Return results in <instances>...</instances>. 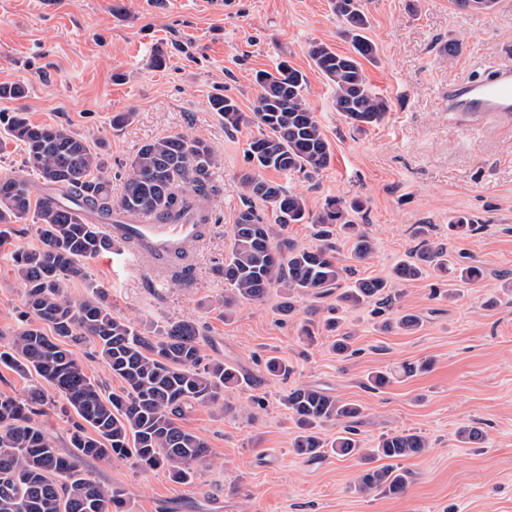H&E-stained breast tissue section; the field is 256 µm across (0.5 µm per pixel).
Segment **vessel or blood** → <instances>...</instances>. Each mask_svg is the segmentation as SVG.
<instances>
[{
    "mask_svg": "<svg viewBox=\"0 0 512 512\" xmlns=\"http://www.w3.org/2000/svg\"><path fill=\"white\" fill-rule=\"evenodd\" d=\"M448 110L469 127L489 118L512 120V65H497L479 80L459 79L448 83ZM115 235V253L121 254L126 266L155 272L183 258L203 238V225L197 214H187L181 221L167 223L146 215L136 224L122 228L106 225Z\"/></svg>",
    "mask_w": 512,
    "mask_h": 512,
    "instance_id": "vessel-or-blood-1",
    "label": "vessel or blood"
}]
</instances>
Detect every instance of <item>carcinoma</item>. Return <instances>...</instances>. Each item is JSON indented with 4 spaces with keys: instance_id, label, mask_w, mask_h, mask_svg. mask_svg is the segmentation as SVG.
I'll use <instances>...</instances> for the list:
<instances>
[{
    "instance_id": "obj_1",
    "label": "carcinoma",
    "mask_w": 512,
    "mask_h": 512,
    "mask_svg": "<svg viewBox=\"0 0 512 512\" xmlns=\"http://www.w3.org/2000/svg\"><path fill=\"white\" fill-rule=\"evenodd\" d=\"M334 8L351 53L339 54L315 42L309 56L332 87L336 111L364 130L379 124L389 110L362 65L364 60L376 61L377 48L366 35L369 17L363 0H335ZM255 80L261 94L253 112L242 111L226 94L212 96L210 108L227 129L252 124L260 129L249 143L251 168L240 177L245 195L269 204L282 227H318V244L300 246L279 239L273 225L263 223L251 208L240 211L228 235L224 266L218 269L224 278L219 301L224 315L244 302H262L273 288L281 292L278 312L284 316L293 314L295 298L310 294H336L331 308L336 313L374 300L385 304L396 298L393 282L416 280L429 269L445 274L455 268L447 248L430 241L422 225L415 232L419 243L410 259L394 268L393 280L346 282L348 269L337 261L333 227L352 239L356 259L369 258L374 252L371 238L349 219L364 204L358 198L332 197L314 211L301 194L260 175L263 170L318 173L329 166L331 149L307 102L306 76L300 70L282 61L271 71H259ZM5 131L22 147L26 166L54 194L34 200L28 180L0 177V224L30 218L40 238L38 247L20 248L12 258L26 310L12 342L0 351V364L51 384L78 421L70 437L71 452L63 455L33 419L44 405L43 391L34 388L22 397L0 394V512H125V491L88 478L83 461L131 457L145 471L164 468L177 482L192 483L198 468L212 464L213 456L207 442L182 420L197 405L233 409L226 391L248 377L238 367L204 355L195 322H171L149 335L112 315L100 287L72 303L66 281L83 274L82 262L112 250V239L87 216L115 224L119 220L112 216L123 213L132 219L155 214L175 221L213 191L211 175L220 157L200 136L180 133L147 141L130 160L122 193L114 199L102 145L65 128L35 125L24 112L11 113ZM448 227L458 235L476 231L475 220L464 212L452 216ZM41 323L52 326L54 335H46ZM421 325L418 315L405 313L383 328L412 333ZM82 339L91 340L108 369L121 378L119 392L104 393L68 349L69 343ZM291 373L287 360L266 359L270 378L286 380ZM392 378V371H373L367 387L379 390ZM283 404L295 423L296 453L312 460L328 453L360 457L368 464L356 478L363 491L404 492L407 471L369 463L413 457L428 448L426 438L413 429L386 434L373 448L362 447L353 427L360 407L317 387H295ZM328 422L342 425L331 442L320 432Z\"/></svg>"
}]
</instances>
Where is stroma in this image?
<instances>
[{"mask_svg":"<svg viewBox=\"0 0 512 512\" xmlns=\"http://www.w3.org/2000/svg\"><path fill=\"white\" fill-rule=\"evenodd\" d=\"M367 10L377 60L364 70L389 110L380 124L360 131L336 112L330 84L308 54L317 41L340 54L351 49L332 0H224L220 10L211 0H0V85L25 90L5 109H23L33 124L103 144L113 195H120L130 159L148 140L192 133L221 157L206 201L210 220L185 280L153 287L148 272L128 269L108 252L88 260L84 277L68 284L76 301L90 288H104L113 313L145 332L171 321L197 322L205 355L251 378L231 394L234 411L198 406L186 416L185 426L214 458L193 483L173 482L163 469L140 470L130 459L85 462L89 477L125 490L128 512H512V289L505 280L512 273V123L490 119L463 129L444 96L449 81L477 79L504 63L512 0H496L488 10L462 9L455 0H367ZM451 40L460 44L452 58L443 51ZM159 52L162 68L153 65ZM283 60L307 77L305 96L330 144L331 163L309 176L273 170L262 176L301 193L314 209L329 197L363 200L354 220L374 240L375 253L357 260L350 241L337 238L340 265L358 278L391 277L423 225L460 264L484 271L474 282L430 274L399 284L401 296L385 315L419 314L416 332H383L366 307L342 313L338 330L329 331L332 295L299 299L288 319L276 311V291L229 317L217 303L224 280L216 270L240 210L252 207L267 224L273 216L261 201H246L239 183L259 128H225L209 98L222 92L252 111L260 94L256 71ZM126 110L134 120L113 125V116ZM458 212L477 220L476 232L451 234L448 221ZM39 244L31 221L0 226V349L24 310L10 254ZM305 320L316 326L309 346L298 338ZM339 335L350 336L356 356L336 357L331 345ZM268 356L287 358L294 368L288 380L265 375L261 360ZM424 359L432 360L430 371L394 377L377 391L364 386L372 370ZM302 385L361 405L357 429L366 445L409 428L428 438L425 453L401 462L411 474L403 493L358 491V458L296 454L281 398ZM46 394L37 421L68 452L75 415L54 389ZM254 397L266 408L253 421L242 407ZM464 425L482 428L483 441L461 442Z\"/></svg>","mask_w":512,"mask_h":512,"instance_id":"35a3bbf8","label":"stroma"}]
</instances>
